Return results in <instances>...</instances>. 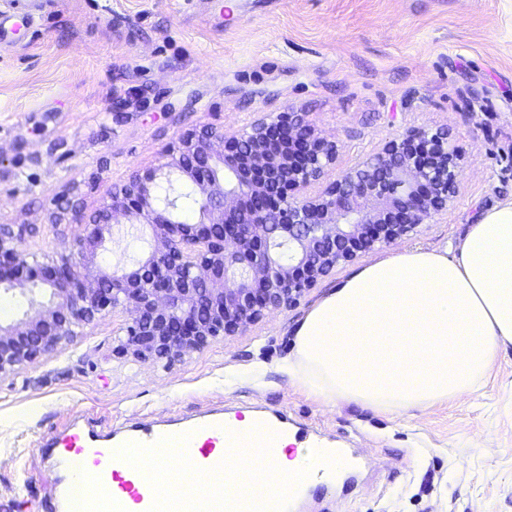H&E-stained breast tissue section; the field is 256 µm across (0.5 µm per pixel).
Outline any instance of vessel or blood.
Listing matches in <instances>:
<instances>
[{"mask_svg": "<svg viewBox=\"0 0 512 512\" xmlns=\"http://www.w3.org/2000/svg\"><path fill=\"white\" fill-rule=\"evenodd\" d=\"M242 420V414L229 415L218 409L148 424L131 418L110 433L89 425L78 426L41 450L61 474L54 512H149L154 502L152 488L141 471L122 463L116 455L118 449L129 443L150 446L164 438L187 434L192 442L190 461L196 467L209 469L223 459L230 436L238 432ZM253 424L275 439H293L309 451L330 455L335 452L328 442L294 430L284 415L257 414ZM79 464L90 470V482L82 496L78 495L77 484L71 477Z\"/></svg>", "mask_w": 512, "mask_h": 512, "instance_id": "1", "label": "vessel or blood"}]
</instances>
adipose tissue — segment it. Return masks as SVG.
<instances>
[{"label": "adipose tissue", "instance_id": "ef3b65f1", "mask_svg": "<svg viewBox=\"0 0 512 512\" xmlns=\"http://www.w3.org/2000/svg\"><path fill=\"white\" fill-rule=\"evenodd\" d=\"M512 345V201L480 211L456 255L364 263L298 323L283 364L324 403L407 414L478 393Z\"/></svg>", "mask_w": 512, "mask_h": 512}]
</instances>
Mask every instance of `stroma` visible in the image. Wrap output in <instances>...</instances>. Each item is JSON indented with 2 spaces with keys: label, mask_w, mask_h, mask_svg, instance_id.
<instances>
[{
  "label": "stroma",
  "mask_w": 512,
  "mask_h": 512,
  "mask_svg": "<svg viewBox=\"0 0 512 512\" xmlns=\"http://www.w3.org/2000/svg\"><path fill=\"white\" fill-rule=\"evenodd\" d=\"M14 6L0 0V224L39 225L30 253L82 234L60 193L95 210L180 132L290 108L335 141L340 169L404 130L449 129L453 205L384 253L456 251L478 210L512 200V0H32L20 30ZM369 258L173 366L119 357L116 311L0 379V512H51L38 442L75 420L109 432L222 406L284 412L353 454V481L297 512H512V346L483 394L411 416L324 404L281 371L297 321Z\"/></svg>",
  "instance_id": "35a3bbf8"
}]
</instances>
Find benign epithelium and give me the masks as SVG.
Returning <instances> with one entry per match:
<instances>
[{
    "instance_id": "benign-epithelium-1",
    "label": "benign epithelium",
    "mask_w": 512,
    "mask_h": 512,
    "mask_svg": "<svg viewBox=\"0 0 512 512\" xmlns=\"http://www.w3.org/2000/svg\"><path fill=\"white\" fill-rule=\"evenodd\" d=\"M461 158L447 129L390 139L336 170V143L304 112L263 113L232 133L203 124L181 133L164 161L134 172L91 213L68 192L55 205L87 235L78 259L40 263L22 248L36 224H0V291L28 298L24 317L0 322V378L34 364L107 313L127 316L118 354L137 362L183 361L220 336L244 333L296 306L318 280L357 253L407 238L456 197ZM190 188L194 221L180 216ZM118 224L150 231L131 267L86 259Z\"/></svg>"
}]
</instances>
